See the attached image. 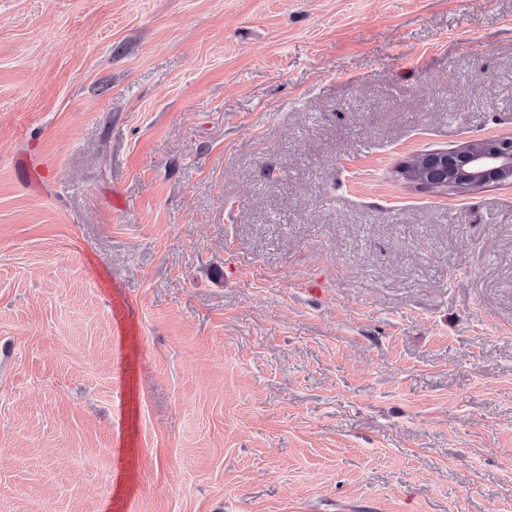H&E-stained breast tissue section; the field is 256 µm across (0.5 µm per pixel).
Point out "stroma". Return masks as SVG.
Wrapping results in <instances>:
<instances>
[{
    "mask_svg": "<svg viewBox=\"0 0 512 512\" xmlns=\"http://www.w3.org/2000/svg\"><path fill=\"white\" fill-rule=\"evenodd\" d=\"M510 134L512 0H0V512H512ZM489 142L490 146L480 144ZM477 146L472 147L471 144ZM463 175L467 178H482L483 184H499L512 180V136H495L470 141L456 149ZM413 160H416V161H420V162H423L424 165H425V177H426V181L428 183H432L434 180L433 178V170H434V167H435V163H439L441 164L442 163V160L445 162L446 161V167H447V172H446V177L445 179L443 180H439L437 181L438 184L440 185H446V184H450V181L454 178L456 172H457V166H456V162L452 159V157L450 155H435V153L433 152H425V153H422L418 156H416ZM433 160H435V162H433Z\"/></svg>",
    "mask_w": 512,
    "mask_h": 512,
    "instance_id": "35a3bbf8",
    "label": "stroma"
}]
</instances>
